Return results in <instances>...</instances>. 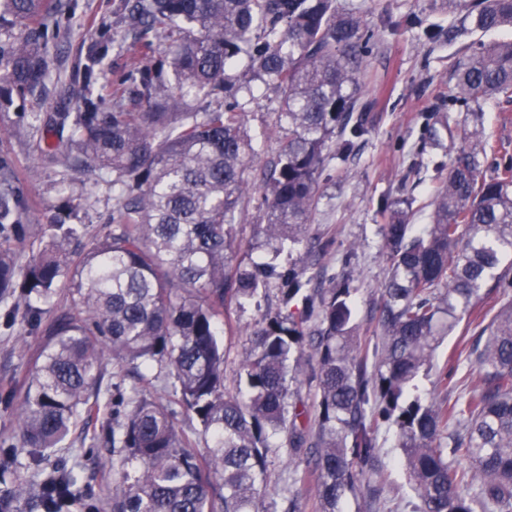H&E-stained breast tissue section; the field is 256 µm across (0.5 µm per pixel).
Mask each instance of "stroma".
Returning <instances> with one entry per match:
<instances>
[{
    "mask_svg": "<svg viewBox=\"0 0 512 512\" xmlns=\"http://www.w3.org/2000/svg\"><path fill=\"white\" fill-rule=\"evenodd\" d=\"M340 6L356 10L367 28L376 34L375 43L364 57L358 73L359 104L354 112L365 133L351 153H330L320 179L312 212L307 244L283 252L279 271L308 265L322 277L347 274L358 308L356 324L362 336L378 332V304L388 267L380 254V211L383 199H408L412 221L425 224L432 210L434 190L446 178L448 165L466 144V134L482 122L490 146L484 162L486 173L512 165V96H498L480 104L449 105L443 94L455 69L471 49L512 37V30L470 32L448 44L430 40L426 25L442 19L444 25L458 23L448 9L438 13L435 0H338ZM68 8L49 22L47 60L52 77L70 81L77 77L87 45L106 40L110 51L102 72L103 80L120 77L131 68L127 48L132 35L118 22L121 0H68ZM246 125L261 159L275 157L281 146L278 100L266 88H255L244 98ZM77 100H67L51 89L40 104L14 102L0 110V150L16 158L20 185L31 201V225L46 223L63 200H71L78 220L92 233L109 230L114 207L109 185L91 170L74 171L67 184H59L53 166L42 163L31 144L37 133L31 125L17 126L20 112L76 110ZM421 171L409 175L412 164ZM277 295H270L266 310L249 305L229 307L227 315L238 330L225 337V384L234 388L236 374L247 344L246 333L261 320L264 311H277ZM6 302L0 301V398L21 396L29 373L47 341L41 329L24 328L6 321ZM476 325L460 324L454 334L437 348L436 367H447L455 384L454 396L468 392L476 377L472 357L463 353L462 339H474ZM112 408L102 405L98 414L82 418L69 448L56 453V460L76 467L91 494L71 507L70 512H112V488L118 475L112 469V448L107 428ZM383 464V492L376 510H369L358 494L349 496L347 512H411L414 495L399 461L397 433L382 429L379 436Z\"/></svg>",
    "mask_w": 512,
    "mask_h": 512,
    "instance_id": "obj_1",
    "label": "stroma"
}]
</instances>
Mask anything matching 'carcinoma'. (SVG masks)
Here are the masks:
<instances>
[{"instance_id": "cac0c4a2", "label": "carcinoma", "mask_w": 512, "mask_h": 512, "mask_svg": "<svg viewBox=\"0 0 512 512\" xmlns=\"http://www.w3.org/2000/svg\"><path fill=\"white\" fill-rule=\"evenodd\" d=\"M473 29L512 27V0H455ZM61 0H0V28L24 35L0 50V109L43 99L50 82L42 30ZM120 22L139 35L123 79L100 80L108 46L86 52L76 112L43 118L35 151L68 172L83 163L112 175V227L103 236L76 221L66 200L33 233L13 159L0 153V300L23 302V322L49 336L22 393L16 442L0 457L4 512H68L84 497L73 467L48 464L83 416L100 407L102 356L112 353L110 441L120 480L112 512H265L270 456L288 459L286 512L294 487L314 477L320 512H343L367 482L378 502V434L397 429L416 493L412 512H512V300L469 347L479 377L453 401L412 393L439 341L493 292L512 290V166L484 174L489 142L466 133L431 202L428 224H412L405 200L383 207L380 336L355 335L354 289L341 278L312 288L306 267L276 271L242 255L277 257L307 234L319 176L336 133L350 124L363 57L373 33L336 0H123ZM468 28L427 27L452 42ZM171 41L154 56V40ZM246 56L250 80L279 95L285 136L277 159L260 164L238 100L249 84L231 77ZM512 94V40L473 49L448 86V102ZM112 107L102 108L104 99ZM261 171L267 223L245 245L235 225L246 170ZM29 245L20 264L16 248ZM282 281L279 302L301 297L298 314L267 315L250 332L235 392L224 384V309L242 308ZM66 304L48 324L58 296ZM315 354L302 366L305 347ZM139 386L122 388L127 373ZM315 385L311 422L298 387ZM94 403H89V400ZM193 416L195 447L177 426ZM26 455L29 463L20 461ZM468 460L480 476L457 465Z\"/></svg>"}]
</instances>
